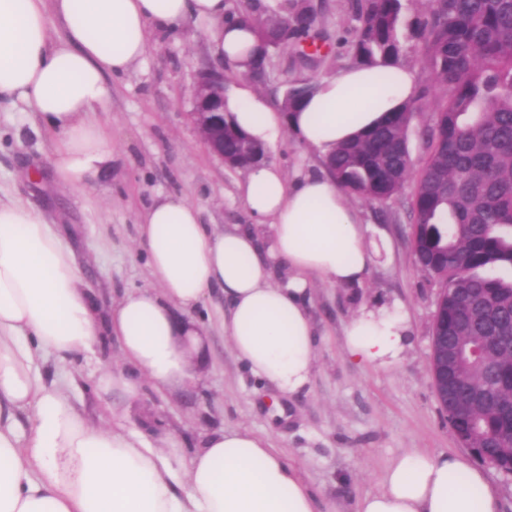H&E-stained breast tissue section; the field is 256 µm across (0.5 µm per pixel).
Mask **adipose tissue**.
<instances>
[{
	"label": "adipose tissue",
	"instance_id": "adipose-tissue-1",
	"mask_svg": "<svg viewBox=\"0 0 512 512\" xmlns=\"http://www.w3.org/2000/svg\"><path fill=\"white\" fill-rule=\"evenodd\" d=\"M229 0H0V98L30 101L62 142L53 170L73 188L105 168L112 147L88 112L109 97L107 76L144 57L149 25L187 16L207 24L220 62L243 71L251 30L229 18ZM64 37L49 41L51 19ZM415 91L404 68L354 67L317 81L297 112L282 118L241 88L224 97L240 129L269 144L281 123L322 157L377 125ZM240 197L271 219V239L245 227L214 230L185 195L156 200L140 239L159 290L125 292L107 311L97 303L57 225L27 204L0 203V512H318L297 467L247 430L200 435L192 453L179 439L156 442L132 421L87 422L39 360L65 365L118 338L120 369L104 370L99 393L139 397L198 377L205 329L194 311L210 292L224 298V335L251 372L283 397L305 392L318 358L307 297L312 278L362 283L373 261L369 227L331 177L289 183L270 164L251 168ZM288 282L277 285L278 266ZM411 345L397 303L360 308L345 331L349 359L388 368ZM355 512H500L483 470L445 452L399 455L381 492Z\"/></svg>",
	"mask_w": 512,
	"mask_h": 512
}]
</instances>
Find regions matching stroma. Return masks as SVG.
Listing matches in <instances>:
<instances>
[{
    "mask_svg": "<svg viewBox=\"0 0 512 512\" xmlns=\"http://www.w3.org/2000/svg\"><path fill=\"white\" fill-rule=\"evenodd\" d=\"M352 2L311 0L318 30L333 42L334 55L324 66L306 69L277 54L267 83L257 85L229 71L226 90L252 89L274 108L286 85L356 66ZM404 5L398 64L414 71L418 86H429L433 80L421 63L422 41L415 26L422 0H404ZM206 28L192 17L169 29L149 26L143 59L127 73L107 77L109 99L90 118L106 131L113 160L83 189L53 176L60 133L49 130L28 102L17 97L0 101V200L22 201L59 226L101 309H109L125 291L156 288L138 244L137 218L160 195L184 194L215 229L244 225L263 235L268 232L266 223L256 222L239 198L237 185L246 171L230 169L212 156L190 120L192 88L215 64ZM268 153L270 163L290 181L326 169L324 158L285 126ZM412 190V184H405L382 204L348 196L363 222L384 229L387 240L376 244L374 263L362 284L313 280L310 313L320 347L308 391L280 398L251 375L224 336L219 316L224 299L216 293L197 311L208 335L201 382L164 394L146 382L131 405L100 394L94 384L103 367L123 365L115 339L95 357L76 356L65 369L46 358L41 364L45 379L68 372L71 398L90 422L108 426L113 418L128 415L147 425L154 439L179 438L188 453L200 434L221 427L267 437L271 448L299 469L320 512H354L359 499L382 490L385 470L400 454L462 450L431 383V324L439 285L413 260ZM394 301L410 316L412 347L385 369L349 361L344 340L352 317L362 306Z\"/></svg>",
    "mask_w": 512,
    "mask_h": 512,
    "instance_id": "obj_1",
    "label": "stroma"
}]
</instances>
